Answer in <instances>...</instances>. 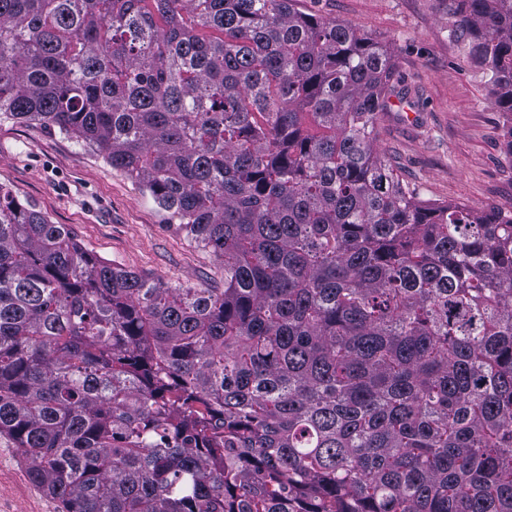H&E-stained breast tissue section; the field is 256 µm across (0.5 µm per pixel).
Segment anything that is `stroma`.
I'll use <instances>...</instances> for the list:
<instances>
[{
    "instance_id": "obj_1",
    "label": "stroma",
    "mask_w": 512,
    "mask_h": 512,
    "mask_svg": "<svg viewBox=\"0 0 512 512\" xmlns=\"http://www.w3.org/2000/svg\"><path fill=\"white\" fill-rule=\"evenodd\" d=\"M298 7L371 34L392 55L402 85L414 90L382 117L375 145L403 183L429 202L512 207V157L505 152L512 118L497 108L484 71L451 35L437 0H299ZM0 186L67 225L104 261L171 285H224L219 259L164 223L151 196L102 155L58 130L0 121ZM0 512H61L5 436Z\"/></svg>"
}]
</instances>
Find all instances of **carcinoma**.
Segmentation results:
<instances>
[{
	"mask_svg": "<svg viewBox=\"0 0 512 512\" xmlns=\"http://www.w3.org/2000/svg\"><path fill=\"white\" fill-rule=\"evenodd\" d=\"M512 115V0H448ZM387 49L296 0H0V115L224 263L151 281L0 187V435L62 512H512V209L376 152Z\"/></svg>",
	"mask_w": 512,
	"mask_h": 512,
	"instance_id": "obj_1",
	"label": "carcinoma"
}]
</instances>
